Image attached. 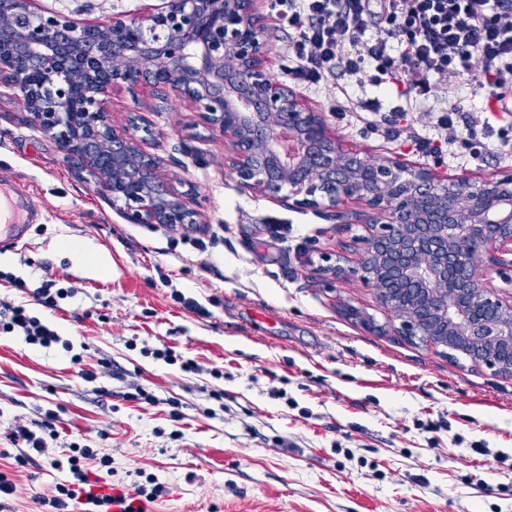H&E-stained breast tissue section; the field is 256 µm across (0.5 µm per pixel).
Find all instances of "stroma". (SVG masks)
Instances as JSON below:
<instances>
[{
	"label": "stroma",
	"instance_id": "obj_1",
	"mask_svg": "<svg viewBox=\"0 0 512 512\" xmlns=\"http://www.w3.org/2000/svg\"><path fill=\"white\" fill-rule=\"evenodd\" d=\"M166 6L34 2L36 12L80 26ZM256 13L265 69L286 82L294 32L266 0H256ZM343 90L387 108L402 89L345 77L299 92L367 161L396 158L442 179L512 173V153L422 156L410 143L425 131L422 113L390 130L377 115L337 111ZM487 97L452 78L435 83L430 104L477 110ZM104 108L115 126L137 123L169 182L193 187L198 222L133 223L125 203L99 194L41 130L20 91H0V175L43 213L24 242L0 251V301L25 306L60 336L42 348L0 332V474L16 486L0 512H39L67 478L49 460L73 443L112 459L108 472L87 464L91 486L129 494L156 478L165 492L150 512H512V377L399 335L374 288L322 274L327 257L367 237L365 225L240 189L223 135L189 101L159 106L149 86L123 84L106 92ZM65 239L107 258L110 275L76 261ZM62 279L78 293L53 310L39 305L34 289ZM350 306L374 328L349 316ZM164 347L197 372L156 358ZM82 369L95 381H83ZM51 414L57 437L46 454L17 464L11 432L37 429Z\"/></svg>",
	"mask_w": 512,
	"mask_h": 512
}]
</instances>
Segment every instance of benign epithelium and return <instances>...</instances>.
Returning a JSON list of instances; mask_svg holds the SVG:
<instances>
[{
    "label": "benign epithelium",
    "instance_id": "obj_1",
    "mask_svg": "<svg viewBox=\"0 0 512 512\" xmlns=\"http://www.w3.org/2000/svg\"><path fill=\"white\" fill-rule=\"evenodd\" d=\"M48 70L72 78L46 93ZM140 83L199 106L201 123L231 147L241 187L272 197L286 188L297 207L369 225L355 265L338 256L326 272L377 288L399 333L512 377V296L475 274L478 257L512 265V173L444 182L344 148L323 113L265 72L253 0H169L141 19L82 26L41 16L32 0H0V85L28 94L41 129L135 223L191 226L192 191L164 183L161 161L103 106L109 88ZM350 200L364 211L343 210Z\"/></svg>",
    "mask_w": 512,
    "mask_h": 512
}]
</instances>
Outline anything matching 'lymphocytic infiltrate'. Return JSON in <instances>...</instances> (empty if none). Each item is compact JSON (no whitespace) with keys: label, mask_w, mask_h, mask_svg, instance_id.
Here are the masks:
<instances>
[{"label":"lymphocytic infiltrate","mask_w":512,"mask_h":512,"mask_svg":"<svg viewBox=\"0 0 512 512\" xmlns=\"http://www.w3.org/2000/svg\"><path fill=\"white\" fill-rule=\"evenodd\" d=\"M268 8L296 34L286 52L290 75L303 88L338 77L380 86L403 82L411 96L391 107V118L422 111L429 129L415 138L417 152L430 156L457 146L471 158L512 152V130L494 127L460 103L439 112L424 103L433 82L467 78L489 92L491 102L512 93V0H269ZM0 331L22 333L26 342L44 348L59 342L58 333L21 305L0 302ZM111 466L108 455L94 448L70 447L66 458L51 459L69 478L49 499L53 512H68L78 499L82 512H112V498L78 494L88 477L83 461Z\"/></svg>","instance_id":"1"}]
</instances>
